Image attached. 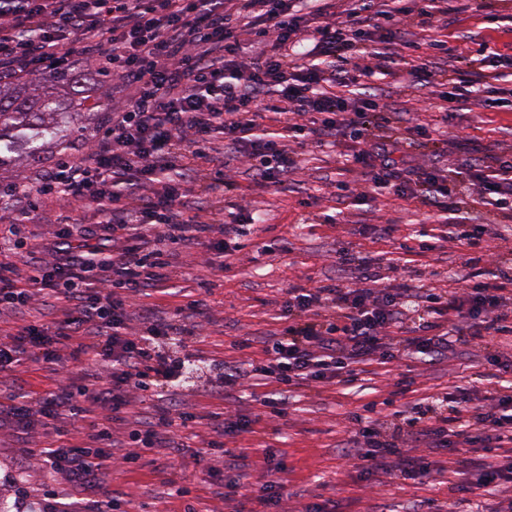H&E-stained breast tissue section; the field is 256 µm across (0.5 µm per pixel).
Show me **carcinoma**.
Listing matches in <instances>:
<instances>
[{
	"label": "carcinoma",
	"mask_w": 512,
	"mask_h": 512,
	"mask_svg": "<svg viewBox=\"0 0 512 512\" xmlns=\"http://www.w3.org/2000/svg\"><path fill=\"white\" fill-rule=\"evenodd\" d=\"M105 107L102 98L86 96L75 74L67 69L20 86H0V167L19 148L30 157L37 155L38 141L54 136L68 113Z\"/></svg>",
	"instance_id": "1"
}]
</instances>
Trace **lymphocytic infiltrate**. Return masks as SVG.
I'll use <instances>...</instances> for the list:
<instances>
[{"instance_id": "obj_1", "label": "lymphocytic infiltrate", "mask_w": 512, "mask_h": 512, "mask_svg": "<svg viewBox=\"0 0 512 512\" xmlns=\"http://www.w3.org/2000/svg\"><path fill=\"white\" fill-rule=\"evenodd\" d=\"M462 9L458 0H397L387 10L377 8L375 0H360L341 18L317 9L314 26V17L300 14L296 0H0V84L93 59L133 90L113 109L90 153H62L53 167L0 196V211L27 215L39 211L44 196L97 205L94 229L83 226L30 244L27 269L14 260L15 244L0 239L1 313L37 305L46 311L60 300L68 304L62 319L49 323L40 315L0 336V372L28 360L62 370L72 362L85 366L80 381L34 398L0 393V413L41 422L46 440L40 455L51 476L96 485L117 461L112 427L122 421L131 396H148L184 375L182 364L164 347L173 338L194 336L196 328L187 319L198 313L199 301L176 307L169 322L147 321L139 334L128 326L118 293L165 286L169 261L159 242L207 244L211 224L184 217L179 206L183 182L203 181L198 161L207 157L216 135H223L225 148L248 158L257 176L270 180L287 174L295 161L279 136L259 135L263 113L296 115L288 131L300 140L320 141L348 129L366 144L352 162L369 170L375 188L427 208L449 225V239L467 254L483 252L485 229L469 225L452 198L449 177L428 174L412 187L399 182L393 156L404 145L400 128L375 135L377 100L365 95L353 104L343 94L358 77L390 71L395 63L404 66L409 86L430 75L427 64H409L406 56H386L369 44L363 31L367 18L393 37L411 24L435 30L449 11ZM310 32L318 36L323 65L304 64L291 50ZM245 35L258 47L247 65L240 59ZM480 57L492 67L477 81L480 105L511 107L499 83L504 69H512V56L485 47ZM268 87L275 88L276 99H263ZM310 113L314 121L303 123ZM472 186L474 203L495 215L512 211V157H492ZM409 298V289L377 287L368 273L353 288L290 289L279 306L286 322L279 339L266 348L264 359L249 363L250 376L273 386L263 401L267 413L284 415V388L293 383L350 384L358 379L357 364L373 357L389 360L410 347L432 356L467 345L474 322L488 340L512 335V289L497 278L471 281L451 295L423 289L427 318L412 327L401 316ZM447 400L450 415L436 412L423 424L401 410L393 417L405 419L407 436L439 448L512 445L511 393L491 396L478 408L453 393ZM66 415L79 422L83 443L69 442L68 429L58 426ZM195 420L187 412H162L154 426L130 431L138 449L119 461L132 468L147 453L154 473L174 478L183 446L170 430ZM352 420L370 467L396 479H433V463L403 456L396 441L382 438L361 415ZM155 448L161 456H152Z\"/></svg>"}]
</instances>
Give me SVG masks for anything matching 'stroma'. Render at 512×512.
I'll use <instances>...</instances> for the list:
<instances>
[{
    "mask_svg": "<svg viewBox=\"0 0 512 512\" xmlns=\"http://www.w3.org/2000/svg\"><path fill=\"white\" fill-rule=\"evenodd\" d=\"M407 39L427 46L431 38L446 40L449 53L430 52L434 72L456 69L475 78L481 64L454 59L453 50H464L481 42L502 54L512 55V0H469L464 13L449 15L447 26L428 33L409 25ZM368 85L384 107L385 126L377 135L388 134L389 126L408 127L411 148L396 164L400 179L416 180L419 172L452 174L461 207L471 205V176L487 155L512 157V112H493L473 100H463L448 121H440L443 87L439 81L417 90L407 89L402 75H378ZM103 112L75 113L64 136L44 141L38 159L14 158L0 168V191H7L30 172L52 167L62 147L76 153L89 152L98 130L105 125ZM359 144L349 131L337 132L331 145L305 143L298 151L299 164L281 182L258 184L244 159L224 151L223 138L203 167L222 171L234 190L218 182L184 185V215L214 214L217 223H243L231 242L229 255L206 252L195 246L179 249L170 269L165 292L148 291L127 296L132 324H139L144 311L166 317L186 298L201 300L195 348L209 360L235 364L263 355V339L279 333L284 323L278 305L293 287L319 285L357 286L361 272L346 262L343 251L366 257L379 284L388 288H411L404 265L412 260L424 284L446 291L463 287L455 275L465 257L457 244L442 239V227L427 209L394 194L373 190L362 169L352 166L346 154ZM72 213L64 202H51L46 221L16 218L5 214L0 230L13 233L15 240L49 239L58 223ZM393 225L391 237L378 236L374 228ZM487 249L477 272H495L512 255V218L486 227ZM227 270H218V263ZM251 338L249 348H236V340ZM359 385L333 382L308 383L291 393L285 417L262 413L261 399L270 390L262 380H251L232 396L225 397L197 382L180 390L176 402L199 417L196 425L178 429L186 447L180 458L176 482H167L143 468L135 472L115 467L99 484L79 488L65 479H50L38 453L45 437L25 433L14 419L0 415V505L6 512H29L44 489L55 493L60 512H86L96 501L120 497L127 512H182L180 489H189L199 512H262L254 492L268 479L267 464L280 461L288 469L289 499L283 512H303L306 505L335 501L338 512H409L413 503L426 498L456 501L458 486L474 485L483 478L477 465L484 451L463 450L473 464L455 476L440 475L424 483L395 481L380 473H366L360 461L349 454L355 425L351 412L376 401V419L392 409L390 399L398 379H411L407 400L414 401L462 386L470 406L483 405L493 389L512 384V335L502 337L497 347L482 339L455 355L427 362L415 353L400 359L377 358L361 363ZM80 365L60 374L36 363H26L0 375V390L25 389L37 393L58 386L64 378H79ZM258 417L253 431L245 432L226 445L246 456L238 470L226 469L220 458L201 457L200 448L214 440L207 422L211 413Z\"/></svg>",
    "mask_w": 512,
    "mask_h": 512,
    "instance_id": "stroma-1",
    "label": "stroma"
}]
</instances>
